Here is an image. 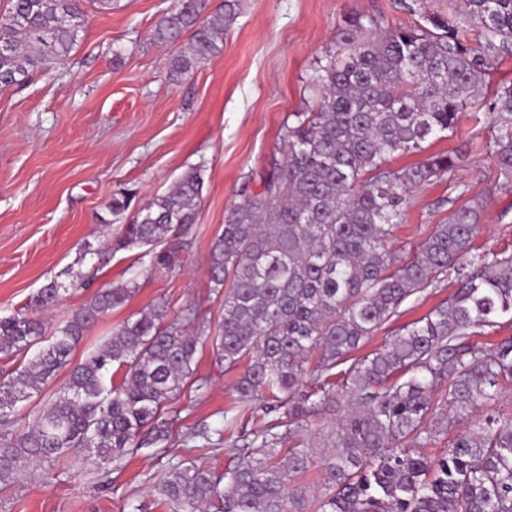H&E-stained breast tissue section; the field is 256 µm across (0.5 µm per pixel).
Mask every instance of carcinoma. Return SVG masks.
<instances>
[{"label": "carcinoma", "instance_id": "1", "mask_svg": "<svg viewBox=\"0 0 512 512\" xmlns=\"http://www.w3.org/2000/svg\"><path fill=\"white\" fill-rule=\"evenodd\" d=\"M458 14L380 33L373 17L352 14L307 88L313 106L285 125V163L264 190L234 206L211 253V282L224 294L212 347L224 369L244 367L235 417L213 431L243 442L221 476L171 467L154 486L170 512H512V418L493 410L512 383V339L491 350L473 341L498 319L512 321V254L474 252L482 203L464 204L434 225L413 251L391 248L409 192L455 170L452 155L402 169L399 153L454 132L459 112L479 101L480 79L512 55V0H465ZM203 0H177L156 27L165 43L192 32L171 59L189 73L221 50L236 0L202 17ZM85 32L76 0H9L0 14V84L14 85L70 56ZM497 128L498 186L512 187V87L487 103ZM204 179L190 168L142 207L104 247L86 243L79 261L142 250L161 269H181ZM129 204L107 205L114 223ZM458 286L383 348L353 352L400 317L412 297L449 271ZM131 280L94 295L47 331L41 313L60 299L54 280L32 295L28 313L0 317V356L16 367L0 378V481L51 467L70 450L96 464L169 439L161 411L193 379L200 334L168 319L165 305L131 315L70 371L63 391L14 429L17 403L39 394L71 363L81 338L136 291ZM318 353L314 363L309 356ZM121 380H115L117 372ZM273 415L257 426L256 405ZM336 416L311 448L312 421ZM212 431L196 437L208 442ZM441 455L425 449L440 436ZM320 470V493L304 482Z\"/></svg>", "mask_w": 512, "mask_h": 512}]
</instances>
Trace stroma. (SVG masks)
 Here are the masks:
<instances>
[{
	"label": "stroma",
	"mask_w": 512,
	"mask_h": 512,
	"mask_svg": "<svg viewBox=\"0 0 512 512\" xmlns=\"http://www.w3.org/2000/svg\"><path fill=\"white\" fill-rule=\"evenodd\" d=\"M174 3L112 0L103 10L96 0H81L87 25L67 62L0 89V316L22 312L54 278L63 293L44 313L53 327L98 291L137 279L125 305L82 338L72 354L76 364L113 326L160 302L172 319L190 307L217 318L222 298L209 269L224 217L261 193L272 164L283 160L284 126L292 113L311 109L306 81L335 50L347 15L375 17L385 29L424 12L458 10L463 0H240L221 51L178 78L170 59L188 36L165 44L153 38ZM495 134L487 108L474 107L461 113L455 132L426 141L421 152L389 158L391 169L438 153L457 161L455 172L412 189L394 230L395 249H415L454 206L477 198L483 209L475 247L512 253V190L496 187ZM190 168L201 170L204 189L180 270L157 269L134 250L116 253L95 272L78 264L84 243L118 232L102 222L117 191L127 192L136 209ZM75 272L90 274L86 287L73 289ZM240 375L225 370L204 343L194 383L164 413L168 442L99 468L82 452H69L47 471L0 483V512H168L153 486L169 467L192 464L220 474L235 464L232 437L212 435L206 446L190 433L232 416Z\"/></svg>",
	"instance_id": "1"
}]
</instances>
